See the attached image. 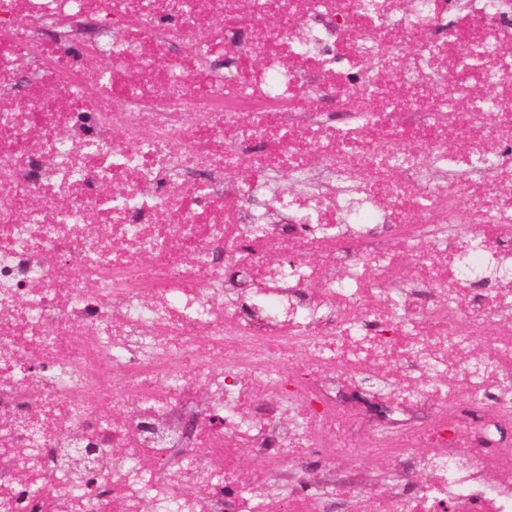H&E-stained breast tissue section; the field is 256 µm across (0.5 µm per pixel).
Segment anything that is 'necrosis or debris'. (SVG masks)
<instances>
[{
	"label": "necrosis or debris",
	"mask_w": 512,
	"mask_h": 512,
	"mask_svg": "<svg viewBox=\"0 0 512 512\" xmlns=\"http://www.w3.org/2000/svg\"><path fill=\"white\" fill-rule=\"evenodd\" d=\"M0 512H512V0H0Z\"/></svg>",
	"instance_id": "necrosis-or-debris-1"
}]
</instances>
